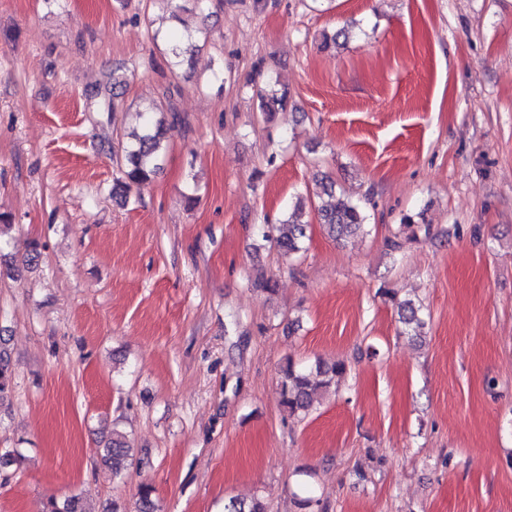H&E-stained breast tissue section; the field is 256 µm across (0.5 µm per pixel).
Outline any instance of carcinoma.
<instances>
[{
  "mask_svg": "<svg viewBox=\"0 0 512 512\" xmlns=\"http://www.w3.org/2000/svg\"><path fill=\"white\" fill-rule=\"evenodd\" d=\"M195 45L192 39L185 38L182 33L172 36L171 51L175 58L180 59L193 53ZM259 100L261 117L269 121L275 113L284 111L288 104V91L279 87V82L267 78L264 87L256 92ZM167 128L163 121L156 123L147 120L145 131L132 134V143L122 146V177L116 179L112 186V195L127 198L132 189H139L151 181L159 168V162L164 150ZM324 194L334 198V201L319 209L320 220L328 233L337 240L358 236L364 232L366 217L362 208L351 199L340 195L335 196V182L329 176L321 178ZM306 236V225L300 221V214L293 212L278 224L267 226L264 237L273 243L284 254H293L301 250ZM400 322L412 328L414 335H420L424 322L420 316V307L410 300L397 303ZM346 367L336 363L327 367L316 366L315 370H296L291 364H286L280 370L281 405L290 415L309 410L316 397L328 391L336 382V377L342 375ZM12 369L10 362L0 352V399L11 390ZM132 456L125 433L120 430L112 431V438L99 452L100 461L112 466V475L122 476L127 461ZM40 512H86L83 499L78 495L64 498L50 496L41 503ZM224 512H267L265 503L255 498L245 503L237 498H231L224 503Z\"/></svg>",
  "mask_w": 512,
  "mask_h": 512,
  "instance_id": "carcinoma-1",
  "label": "carcinoma"
}]
</instances>
